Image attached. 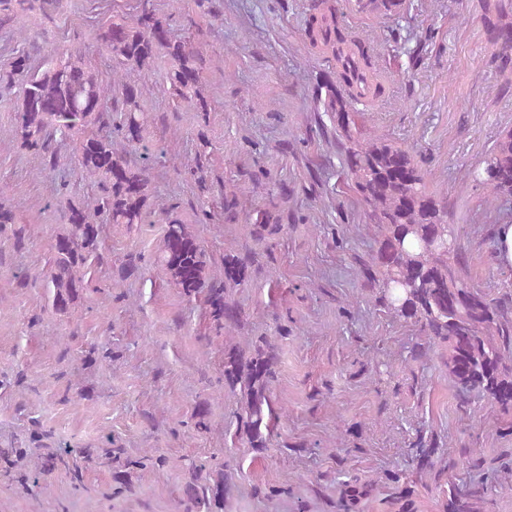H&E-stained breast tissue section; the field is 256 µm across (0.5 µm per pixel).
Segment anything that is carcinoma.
<instances>
[{
    "label": "carcinoma",
    "mask_w": 512,
    "mask_h": 512,
    "mask_svg": "<svg viewBox=\"0 0 512 512\" xmlns=\"http://www.w3.org/2000/svg\"><path fill=\"white\" fill-rule=\"evenodd\" d=\"M354 11L375 18H391L405 9V0H351ZM60 0H0V33L12 32L20 13L36 12L54 22ZM337 0H312L305 28L310 49L336 62V79L318 84L317 97L336 124L344 157L346 185L363 206L365 222L374 228V246L368 257L352 256L363 276L379 290V301L395 318L416 328L424 342L411 350L419 360L432 348L441 359L459 399L473 392L505 414L512 412V300L502 301L476 289L469 281V257L450 224L448 195L430 188L427 174L409 149L377 137L365 129L356 105L368 106L383 92V75L377 72L371 45L351 35L341 20ZM483 22L496 46L493 61L512 86V0H486ZM95 39L108 59L116 64L112 78L104 80L78 49L58 52L34 62L30 53L18 50L0 68V88L17 89L14 146L20 152L42 158L45 168L61 167L56 143L77 138L76 156L82 174L100 188L93 198L70 197L65 220L69 228L55 236L52 266L45 276L52 290V308L66 313L85 288V275L99 259L101 224H148L152 188L146 167H134L129 151H143L144 113L141 99L145 86L131 82L124 73L152 67L163 55L169 60L165 91L203 114L211 110L212 97L202 77L203 49L187 32H173L169 18L157 12L152 0H139L131 19L98 24ZM349 48L363 74L370 77L365 99L352 85L355 71L343 63ZM208 141L200 135L195 152L196 182L200 193L208 191L204 161ZM475 180L498 200L512 198V129L501 132ZM224 223L234 224L244 202L236 192L224 193ZM259 241L276 239L285 230L281 203L270 199L248 213ZM166 224L157 263L188 298L200 293L207 261L197 237L176 208L162 211ZM16 207L0 204V236L23 240ZM257 257L233 248L224 250L222 277L207 289L209 329L226 335L240 322L243 312L231 298L245 286ZM110 348L95 346L85 362L115 361ZM277 344L262 337L243 344L224 346V389L239 404L238 431L247 447L262 452L272 445L278 412L272 386L277 380ZM488 491L484 483H452L446 512H480ZM367 485L355 483L338 507L351 512ZM184 494L193 507L224 512L231 494L224 473L205 484H186Z\"/></svg>",
    "instance_id": "1"
}]
</instances>
